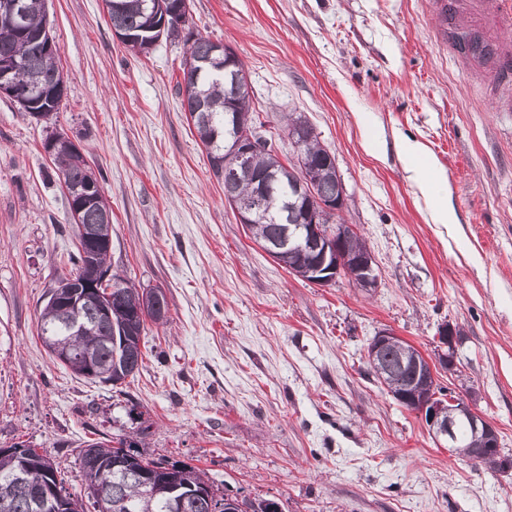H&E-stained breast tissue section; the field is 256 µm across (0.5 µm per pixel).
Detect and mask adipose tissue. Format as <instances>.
Segmentation results:
<instances>
[{
  "label": "adipose tissue",
  "mask_w": 512,
  "mask_h": 512,
  "mask_svg": "<svg viewBox=\"0 0 512 512\" xmlns=\"http://www.w3.org/2000/svg\"><path fill=\"white\" fill-rule=\"evenodd\" d=\"M400 150L406 160L408 178L428 201L433 222L455 223V213L448 205V183L430 165L423 146L406 140L401 143Z\"/></svg>",
  "instance_id": "obj_1"
}]
</instances>
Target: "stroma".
<instances>
[{
    "label": "stroma",
    "mask_w": 512,
    "mask_h": 512,
    "mask_svg": "<svg viewBox=\"0 0 512 512\" xmlns=\"http://www.w3.org/2000/svg\"><path fill=\"white\" fill-rule=\"evenodd\" d=\"M66 95L39 120L0 96V448L23 443L84 495L75 451L133 437L215 486L283 512H512V471L436 442L422 417L367 370L385 328L453 366L435 380L498 432L512 457V78L464 62L434 0H189L194 33L230 45L280 158L304 115L336 157L341 213L371 252L378 285L318 287L254 241L224 200L178 83L186 45L146 54L118 41L104 0H48ZM456 25L512 55L502 0H453ZM66 133L112 210L114 272L162 289L144 362L111 386L48 353L39 314L71 271L67 193L44 143ZM377 141L367 148L365 130ZM421 141L448 178L456 224L431 223L397 141ZM138 408L131 419L128 411Z\"/></svg>",
    "instance_id": "35a3bbf8"
}]
</instances>
